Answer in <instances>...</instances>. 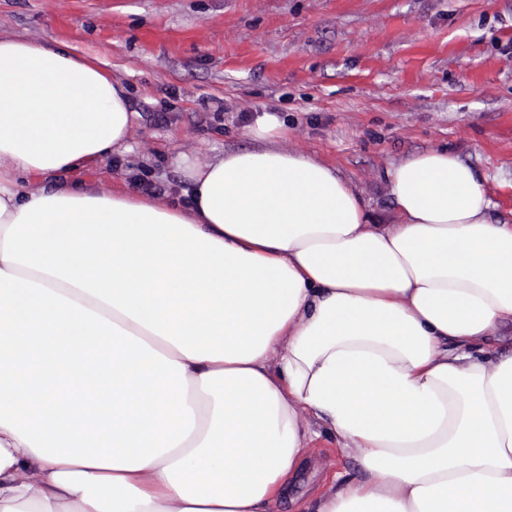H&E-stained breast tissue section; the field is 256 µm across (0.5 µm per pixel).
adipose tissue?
<instances>
[{
    "mask_svg": "<svg viewBox=\"0 0 512 512\" xmlns=\"http://www.w3.org/2000/svg\"><path fill=\"white\" fill-rule=\"evenodd\" d=\"M127 91L0 36V512H268L313 419L363 477L306 512H512V225L445 149L391 224L268 146L187 205L45 177L123 152Z\"/></svg>",
    "mask_w": 512,
    "mask_h": 512,
    "instance_id": "ef3b65f1",
    "label": "adipose tissue"
}]
</instances>
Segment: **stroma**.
I'll return each mask as SVG.
<instances>
[{"instance_id":"1","label":"stroma","mask_w":512,"mask_h":512,"mask_svg":"<svg viewBox=\"0 0 512 512\" xmlns=\"http://www.w3.org/2000/svg\"><path fill=\"white\" fill-rule=\"evenodd\" d=\"M88 58L129 92V149L60 182L181 197V156L282 145L336 168L376 223L395 212L392 167L434 148L482 177L512 224V0H0V36ZM270 512L332 478L361 479L327 425Z\"/></svg>"}]
</instances>
